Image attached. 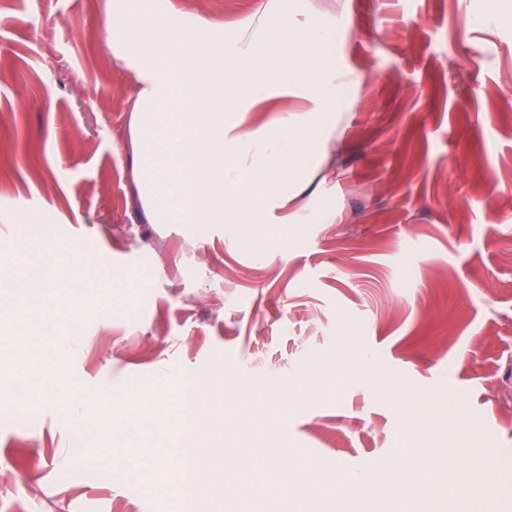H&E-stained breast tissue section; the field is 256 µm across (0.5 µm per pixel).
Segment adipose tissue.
Segmentation results:
<instances>
[{"label": "adipose tissue", "mask_w": 512, "mask_h": 512, "mask_svg": "<svg viewBox=\"0 0 512 512\" xmlns=\"http://www.w3.org/2000/svg\"><path fill=\"white\" fill-rule=\"evenodd\" d=\"M295 14L294 0H263L217 41V20L177 13L169 0H112V54L136 87L131 166L153 223H264L287 177L335 155L336 77L325 55L335 32ZM281 96L287 118L258 131L238 120ZM180 436L177 458L158 448L151 461L159 491L177 494L176 512H199L186 455L199 444L193 421Z\"/></svg>", "instance_id": "ef3b65f1"}]
</instances>
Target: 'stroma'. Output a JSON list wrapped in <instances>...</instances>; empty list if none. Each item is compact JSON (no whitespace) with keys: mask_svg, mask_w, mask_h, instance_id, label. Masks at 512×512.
<instances>
[{"mask_svg":"<svg viewBox=\"0 0 512 512\" xmlns=\"http://www.w3.org/2000/svg\"><path fill=\"white\" fill-rule=\"evenodd\" d=\"M109 2L0 0V261L44 282H0V512H173L137 457L192 393L225 398L197 422L213 512H336L407 439L456 512H512V25H470L491 0H298L336 31V159L247 237L152 223ZM170 5L228 35L261 0ZM351 343L374 376L329 394Z\"/></svg>","mask_w":512,"mask_h":512,"instance_id":"1","label":"stroma"}]
</instances>
